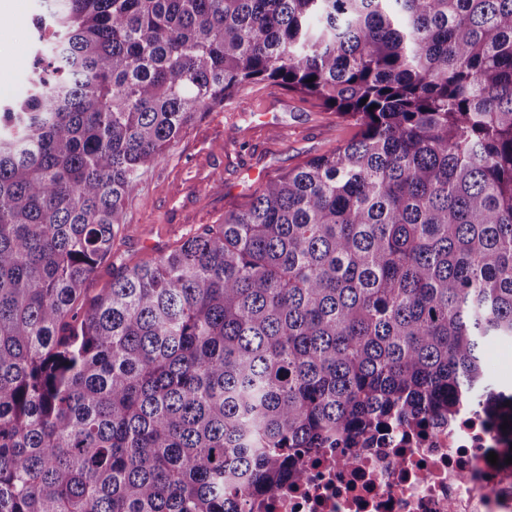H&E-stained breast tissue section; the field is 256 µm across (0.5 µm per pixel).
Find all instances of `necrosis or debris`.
Instances as JSON below:
<instances>
[{
	"instance_id": "1",
	"label": "necrosis or debris",
	"mask_w": 512,
	"mask_h": 512,
	"mask_svg": "<svg viewBox=\"0 0 512 512\" xmlns=\"http://www.w3.org/2000/svg\"><path fill=\"white\" fill-rule=\"evenodd\" d=\"M511 453L512 437L464 403L450 421L384 429L353 448L349 466L307 460L305 479L263 498L259 512H512Z\"/></svg>"
}]
</instances>
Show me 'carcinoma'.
<instances>
[{"mask_svg": "<svg viewBox=\"0 0 512 512\" xmlns=\"http://www.w3.org/2000/svg\"><path fill=\"white\" fill-rule=\"evenodd\" d=\"M46 5L0 107V512H256L384 422L512 421V0ZM268 81L359 132L87 297L144 171ZM496 349H499L497 352ZM511 353L512 348L509 347H492L489 349L486 355V370L488 375L491 377L492 380L499 382L497 376H496V370L501 367H506L508 364L509 366V378L511 380L512 377V358H507L505 356V353Z\"/></svg>", "mask_w": 512, "mask_h": 512, "instance_id": "cac0c4a2", "label": "carcinoma"}]
</instances>
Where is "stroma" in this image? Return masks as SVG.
Listing matches in <instances>:
<instances>
[{
	"instance_id": "stroma-1",
	"label": "stroma",
	"mask_w": 512,
	"mask_h": 512,
	"mask_svg": "<svg viewBox=\"0 0 512 512\" xmlns=\"http://www.w3.org/2000/svg\"><path fill=\"white\" fill-rule=\"evenodd\" d=\"M44 12V0H24L21 18L0 23V58L12 59L0 71L1 100L11 97L33 61V20ZM356 132L353 122L273 82L206 113L143 174L126 207L121 239L88 281V295L107 287L125 267L168 252L225 213L246 208L266 181Z\"/></svg>"
}]
</instances>
